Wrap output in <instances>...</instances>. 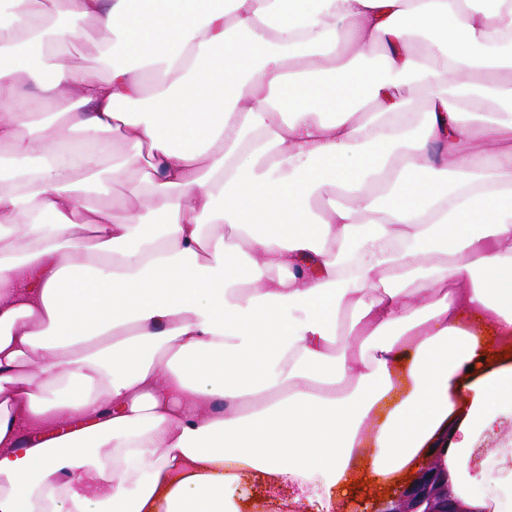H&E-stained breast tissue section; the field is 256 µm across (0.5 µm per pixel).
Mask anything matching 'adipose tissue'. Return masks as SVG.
<instances>
[{
  "label": "adipose tissue",
  "instance_id": "ef3b65f1",
  "mask_svg": "<svg viewBox=\"0 0 512 512\" xmlns=\"http://www.w3.org/2000/svg\"><path fill=\"white\" fill-rule=\"evenodd\" d=\"M89 26L104 77L17 67ZM107 179L148 205L83 206ZM508 348L512 0L0 16V512H246L254 476L353 512L430 448L512 512V449L476 446L512 420Z\"/></svg>",
  "mask_w": 512,
  "mask_h": 512
}]
</instances>
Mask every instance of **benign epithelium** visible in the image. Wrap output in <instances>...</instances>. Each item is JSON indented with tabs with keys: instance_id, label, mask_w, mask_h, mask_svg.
<instances>
[{
	"instance_id": "7a95c632",
	"label": "benign epithelium",
	"mask_w": 512,
	"mask_h": 512,
	"mask_svg": "<svg viewBox=\"0 0 512 512\" xmlns=\"http://www.w3.org/2000/svg\"><path fill=\"white\" fill-rule=\"evenodd\" d=\"M361 512H480L452 491L448 473L434 459L421 463L410 480L374 493L363 502Z\"/></svg>"
}]
</instances>
